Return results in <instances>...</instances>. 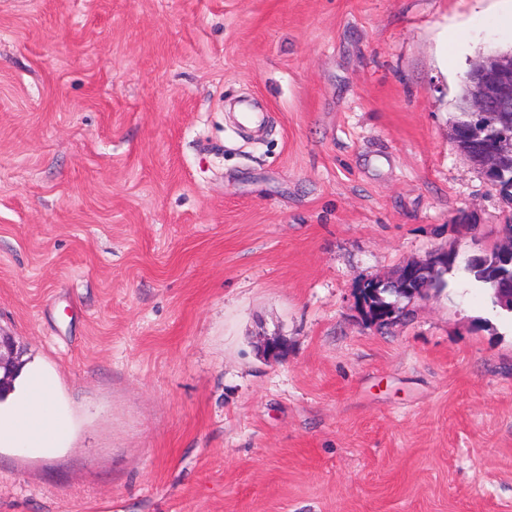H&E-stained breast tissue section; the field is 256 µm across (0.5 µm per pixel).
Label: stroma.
Wrapping results in <instances>:
<instances>
[{
    "mask_svg": "<svg viewBox=\"0 0 512 512\" xmlns=\"http://www.w3.org/2000/svg\"><path fill=\"white\" fill-rule=\"evenodd\" d=\"M498 8L0 0V331L67 424L0 446V512H512V313L355 297L512 217L448 137ZM258 350L267 362H277L287 350V344L282 336L262 335L258 342Z\"/></svg>",
    "mask_w": 512,
    "mask_h": 512,
    "instance_id": "35a3bbf8",
    "label": "stroma"
}]
</instances>
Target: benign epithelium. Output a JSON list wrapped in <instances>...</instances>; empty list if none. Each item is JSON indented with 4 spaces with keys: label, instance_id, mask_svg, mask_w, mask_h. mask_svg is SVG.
<instances>
[{
    "label": "benign epithelium",
    "instance_id": "7a95c632",
    "mask_svg": "<svg viewBox=\"0 0 512 512\" xmlns=\"http://www.w3.org/2000/svg\"><path fill=\"white\" fill-rule=\"evenodd\" d=\"M468 84L465 112L481 121L482 128L470 132L490 133L502 123L501 116L512 112V53L485 55L473 64L466 75ZM478 169L487 184L498 187V181L512 171V135L497 134L482 146L477 156ZM263 359L277 362L287 350L281 336L263 335L258 342ZM23 350L14 339L0 334V390L10 386L12 378L22 365Z\"/></svg>",
    "mask_w": 512,
    "mask_h": 512
}]
</instances>
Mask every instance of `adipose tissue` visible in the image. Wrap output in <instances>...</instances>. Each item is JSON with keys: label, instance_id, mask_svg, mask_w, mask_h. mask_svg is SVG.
Listing matches in <instances>:
<instances>
[{"label": "adipose tissue", "instance_id": "ef3b65f1", "mask_svg": "<svg viewBox=\"0 0 512 512\" xmlns=\"http://www.w3.org/2000/svg\"><path fill=\"white\" fill-rule=\"evenodd\" d=\"M53 399L51 383L40 376L33 378L27 395L0 417V442L30 448L62 433L65 426L52 413Z\"/></svg>", "mask_w": 512, "mask_h": 512}]
</instances>
